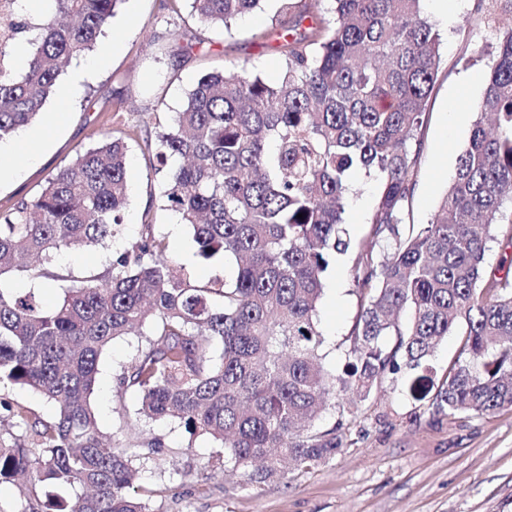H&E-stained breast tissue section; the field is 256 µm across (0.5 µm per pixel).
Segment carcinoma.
<instances>
[{"label":"carcinoma","mask_w":512,"mask_h":512,"mask_svg":"<svg viewBox=\"0 0 512 512\" xmlns=\"http://www.w3.org/2000/svg\"><path fill=\"white\" fill-rule=\"evenodd\" d=\"M37 19L14 12L0 46V141L44 109L63 67L93 49L123 0H48ZM206 25L230 30L261 0H190ZM422 0H280L288 16L283 67L272 82L245 66L201 76L157 135L149 176L162 175L163 206L181 214L203 260H234L230 276L196 280L168 258L147 219L131 248L98 273L56 267L63 249L105 247L122 230L124 123L52 175L34 198L0 211V386L55 404L45 421L2 402L0 483L24 479L73 491L33 496L22 512H150L136 481L159 460L143 424L172 420L210 437L222 460L263 483L280 462L306 468L343 447L346 424L318 420L336 395L365 401L389 374L418 369L410 389L450 417L512 407V0H478L490 40L478 118L455 175L427 224L405 223L428 101L440 67V34ZM310 20L308 27L303 26ZM30 60L10 63L18 36ZM374 180L368 234L346 227L352 175ZM303 218H298V214ZM394 242L383 260L376 244ZM502 255L486 259L490 243ZM338 255L350 261L359 312L343 372L322 362L317 307ZM53 281L59 302L4 280ZM144 337L116 375L117 393L140 395L120 425L125 444L100 431L92 395L101 358L118 338ZM450 334L461 355L443 376L430 365ZM220 355H214L215 344Z\"/></svg>","instance_id":"cac0c4a2"}]
</instances>
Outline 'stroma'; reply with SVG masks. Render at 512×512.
<instances>
[{"instance_id":"35a3bbf8","label":"stroma","mask_w":512,"mask_h":512,"mask_svg":"<svg viewBox=\"0 0 512 512\" xmlns=\"http://www.w3.org/2000/svg\"><path fill=\"white\" fill-rule=\"evenodd\" d=\"M475 2L423 4L441 34V64L422 129L406 217L410 224L430 222L471 135L472 106L485 86L487 60L481 50L489 37ZM278 8V0H263L260 9L227 29L199 23L187 0H123L96 49L73 59L57 82L72 89L70 112L56 117L53 103H46L33 123L44 132L45 144L24 147L0 164V209L37 195L52 174L111 132L114 114L147 121L160 132L205 73L244 64L277 80L282 64ZM183 41L189 48L177 53ZM106 49L112 52L109 65L93 69L98 52ZM145 154L143 140L129 141L130 195L122 237L108 251H62L56 266L78 276L103 271L110 251L138 239L149 211L174 263L192 268L203 281L223 277L227 262L199 259L187 228H174L176 213L159 206L163 184L148 178ZM353 185L345 219L361 234L369 225L374 183L358 174ZM357 312L348 263L336 258L325 274L317 314L330 370L343 367V342ZM141 342L138 336L125 337L103 356L93 403L104 433L117 432L139 406L136 390L117 393L116 375ZM413 378L406 369L388 376L377 393L356 406L336 456L261 484L224 468L209 438L190 436L171 420L147 423V435L160 437L169 452L142 470L139 486L150 490L152 512H512V408L489 415H437L429 400L411 394Z\"/></svg>"}]
</instances>
